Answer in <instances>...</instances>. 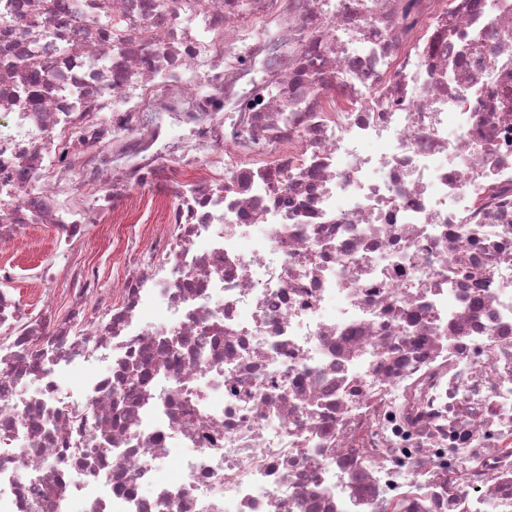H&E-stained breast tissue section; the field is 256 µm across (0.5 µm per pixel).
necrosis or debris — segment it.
<instances>
[{
  "label": "necrosis or debris",
  "instance_id": "1",
  "mask_svg": "<svg viewBox=\"0 0 512 512\" xmlns=\"http://www.w3.org/2000/svg\"><path fill=\"white\" fill-rule=\"evenodd\" d=\"M38 225L0 512H512V0H0ZM86 250L87 255L95 256L100 265V277L102 278L103 288H109L121 270L119 256L116 253H112V251L104 252L102 246L98 244L97 231L87 239Z\"/></svg>",
  "mask_w": 512,
  "mask_h": 512
}]
</instances>
